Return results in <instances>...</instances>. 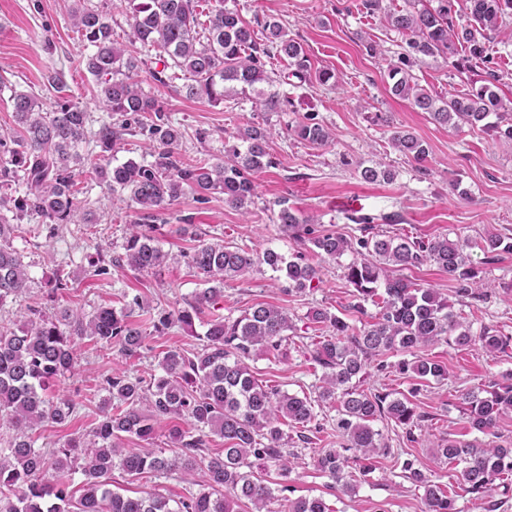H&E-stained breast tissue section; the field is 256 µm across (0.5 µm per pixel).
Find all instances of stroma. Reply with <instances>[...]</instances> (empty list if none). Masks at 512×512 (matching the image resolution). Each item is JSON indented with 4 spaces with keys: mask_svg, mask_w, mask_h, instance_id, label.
<instances>
[{
    "mask_svg": "<svg viewBox=\"0 0 512 512\" xmlns=\"http://www.w3.org/2000/svg\"><path fill=\"white\" fill-rule=\"evenodd\" d=\"M223 6L239 12L250 23L258 17L280 19L289 35L302 43L313 67L333 75L324 86L302 85L288 76L284 62L272 59L269 66L280 75L273 89L288 96L294 107L287 112H258L251 100L240 96L231 110L185 98L174 85L157 83L148 70L139 71L142 89L159 100L174 125L183 131V157L201 153L223 156L225 138L252 122L276 129L271 145L275 164L257 176L253 203L242 211L225 204L218 194L203 203L185 196L157 222L154 235L168 254L161 274H137L113 267L107 275L97 277L88 272V255L98 250L107 255L122 253L134 209L128 200L112 197L105 188L93 185L89 177H82L93 223L45 229L35 237L28 232L31 219L19 222L12 245L23 256L31 286L23 301L0 306L1 323H21L26 305L34 303L46 314H53L55 304L45 283L60 267L71 278L64 300L87 314L99 306L116 304L124 292L141 295L155 310L181 307L199 286L183 258L195 244L194 233L203 232L208 241L221 239L249 251L271 247L289 257L297 253V245L276 222L283 200L322 228L354 240L361 236L353 222L357 215L376 218L377 230L422 240L441 235L452 240L476 239L493 228L512 237V142H495L466 127L441 126L408 101L393 96L388 88V66L394 62L403 38L380 16L367 14L362 0H223ZM68 10L64 0H0V76L31 88L45 110H53L60 100H72L87 112L89 126L94 129L108 114L98 105L94 77L80 64L92 49L71 31ZM370 42L380 43L384 55L367 54L365 46ZM488 54L501 76L499 94L504 104L512 107V19L492 40ZM55 69L64 73V90L51 87L46 80L48 72ZM412 74L419 86L438 98L448 90L465 89L468 82L441 57L426 59ZM377 112L388 116V124L372 122ZM310 113L331 134L323 147L306 146L286 134L288 127ZM396 128L428 143L426 173H419L414 162L393 148L390 135ZM199 130L207 131L205 141H197L195 133ZM360 163L382 164L395 176L390 181L364 182L356 172ZM392 213L401 214L402 222L384 224V215ZM468 256L492 285L488 300L462 308L472 334H479L486 326L512 334V253L492 263L476 248L469 249ZM352 259L347 253L327 264L322 283L301 293H285L282 282L266 266L225 283L222 315L234 318L251 305L267 303L286 308L292 320L284 353H252L248 365L260 383L291 394H314L319 380L310 356V338L315 334L308 319L311 308H327L356 327L365 314L375 313L372 305L362 315L349 308L352 288L344 269ZM199 345L196 337L177 326L154 340L153 351L131 359L118 349L87 339L78 341L77 362L54 389L72 396L82 409L69 425L49 423L37 429L39 446L51 450L70 435L89 431L104 397L98 389L103 376L124 371L145 377L156 367V353ZM425 353L448 367L447 381L430 383L416 397L421 411L428 413V421L416 430L411 442L394 423L378 420L374 427L391 448L412 453L428 479L457 489L461 512H483L469 494L460 491L458 470L437 456L435 448L448 438L475 439L462 413L461 397L489 377L512 370V350L495 356L477 346L456 349L436 344L427 347ZM336 418L334 406L319 408L317 439L297 450L299 458L287 480L288 498L320 496L331 512H424L421 490L401 477L390 456L377 457L368 475L350 470L354 492L331 488L314 461L322 449L339 447Z\"/></svg>",
    "mask_w": 512,
    "mask_h": 512,
    "instance_id": "35a3bbf8",
    "label": "stroma"
}]
</instances>
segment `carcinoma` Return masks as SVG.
Segmentation results:
<instances>
[{
    "mask_svg": "<svg viewBox=\"0 0 512 512\" xmlns=\"http://www.w3.org/2000/svg\"><path fill=\"white\" fill-rule=\"evenodd\" d=\"M72 26L79 38L94 47L83 59L85 69L99 85L98 102L111 115H149L148 131L155 145L151 160L120 162L110 158L124 136L132 134L128 123L105 122L95 131L87 128V112L65 102L46 112L39 98L15 85L10 91L14 117L11 135H0V306L15 300L30 288V277L21 254L12 246L15 222L38 217L47 224L93 223L79 198L76 168L91 172L97 183L112 195L127 197L139 218L127 225L124 253L104 257L101 250L89 256L92 275L108 274L109 267H128L137 273H153L168 254L150 235L149 219H157L182 196L193 193L205 200L211 194L243 209L253 202L255 179L274 161L269 153L272 132L260 124L239 128L224 145V157L204 154L186 161L180 154L183 132L163 107L144 92L135 80L145 59L132 50L135 45L155 52L162 65L152 78L168 84L177 73L189 74L177 92L189 98H204L221 105L240 87V93L255 92V108L261 112H285L290 99L266 92L260 85L276 82L277 73L266 69V60L278 57L287 62L289 75L301 84L328 83L333 75L312 72L300 41L288 35L274 17L261 24L265 41L238 12L224 8L210 12L208 24L200 22L197 0H120L130 14V48L112 39L109 14L99 7H86L71 0ZM371 14L381 13L388 27L406 37V47L390 64V92L409 103L441 126H468L489 133L496 140L512 141V117L503 109L498 94L500 74L484 69L478 84L469 91L448 92L438 99L413 80L412 69L427 58L448 60L458 72H471L487 64V44L512 18V0H469L470 18L458 21L454 0H409L405 9L391 11L383 0H363ZM495 114L497 121L487 118ZM289 135L311 146L328 143L327 128L309 115L289 129ZM394 148L427 172L429 149L416 135L394 131ZM365 182L390 181L394 173L377 164L358 171ZM24 195L8 194L18 182ZM362 237L352 243L341 233L324 230L311 219L280 203L277 224L299 245L309 247L322 262L336 261L355 247L366 253L345 267V278L354 288L353 310L364 312V302L378 308L375 320L355 330L339 316L323 308L311 311V321L327 333L313 341L312 360L322 370L317 396H299L277 387L263 386L253 376L246 359L257 348L281 350L286 332L292 328L288 312L269 304L251 306L236 318L217 315L206 322L201 349H169L158 354L157 372L149 378L107 375L101 383L105 392L96 425L87 434L72 436L58 448L44 450L30 436L45 422L67 424L82 404L59 394L50 399L45 391L50 381L71 372L76 359V342L90 338L106 345L115 343L121 353L137 357L150 348L153 335L165 334L174 325L194 332L195 319L224 299V282L255 268L268 266L285 283L283 291L299 293L312 282L322 281L324 267L304 262L302 254L291 258L268 248L249 252L222 239L198 240L184 254L186 265L203 287L194 291L185 306L152 313L140 296H122L116 308L100 306L90 315L63 305L48 317L37 306L27 307V317L18 326L0 324V512H235L234 505L247 501L255 512H264L275 499L272 482L254 480L250 469L259 464L273 467L284 477L290 470L294 450L282 426L293 430L299 441L311 438L306 428L317 417L315 407L336 405V431L343 438L341 449L325 448L315 459L318 471L333 481V488L354 490L346 478L349 463H362V473L372 470L368 461L391 449L383 434L374 429L378 418L392 420L414 441L413 429L426 415L409 399L431 382L448 379V368L421 355L424 348L444 342L458 348L480 344L489 353L504 352L512 336L484 328L474 336L454 311L452 302L437 289L405 277L402 271L424 262L435 263L456 282L459 301H481L488 296L479 272L467 264L465 250L477 247L495 261L512 253V242L500 233L488 232L481 239L452 241L439 236L427 242L409 237L387 236L374 230L372 219L362 217ZM399 353L397 370L416 380L410 395L395 392L366 393L358 381L366 375L369 360ZM469 428L484 435L494 434L502 415L512 412V372L502 381L477 386L462 397ZM167 420L171 454L125 450L124 437L148 441L156 425ZM224 439L223 453H205L210 436ZM436 454L461 466L460 482L465 492L488 500V512L501 503L491 500L495 483L512 476V448L482 444L478 440H444ZM401 477L423 489L425 512H461L456 495L427 479L416 460L395 456ZM121 471L129 481L150 482L179 473L203 476L202 489L170 504L151 491L139 496L112 489V472ZM81 472V486L73 488V475ZM280 512H329L321 497L283 498Z\"/></svg>",
    "mask_w": 512,
    "mask_h": 512,
    "instance_id": "cac0c4a2",
    "label": "carcinoma"
}]
</instances>
